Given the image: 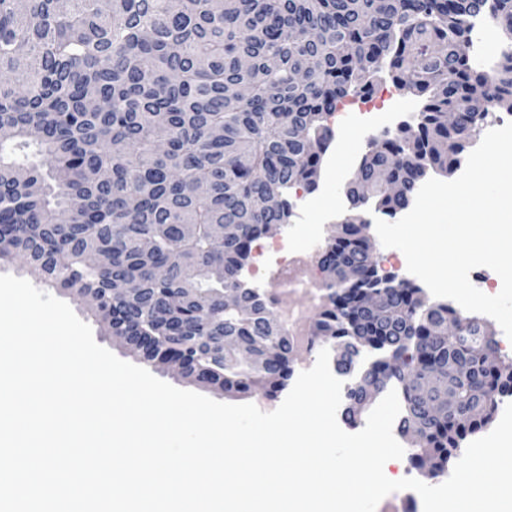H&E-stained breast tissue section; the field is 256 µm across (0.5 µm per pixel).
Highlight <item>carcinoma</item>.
I'll list each match as a JSON object with an SVG mask.
<instances>
[{
	"label": "carcinoma",
	"mask_w": 512,
	"mask_h": 512,
	"mask_svg": "<svg viewBox=\"0 0 512 512\" xmlns=\"http://www.w3.org/2000/svg\"><path fill=\"white\" fill-rule=\"evenodd\" d=\"M478 17L512 43V0H0V259L27 256L147 362L272 395L297 344L241 277L252 244L289 223L292 189L317 188L347 98L380 79L408 89L425 99L417 121L371 137L346 185L308 346L367 337V379L401 390L398 431L419 434L408 461L444 470L512 396V372L481 357L499 344L479 318L379 274L360 216L405 210L424 173L458 168L490 106L512 110V46L495 71L474 66ZM371 297L386 317L365 313ZM347 399L354 423L357 385Z\"/></svg>",
	"instance_id": "carcinoma-1"
}]
</instances>
